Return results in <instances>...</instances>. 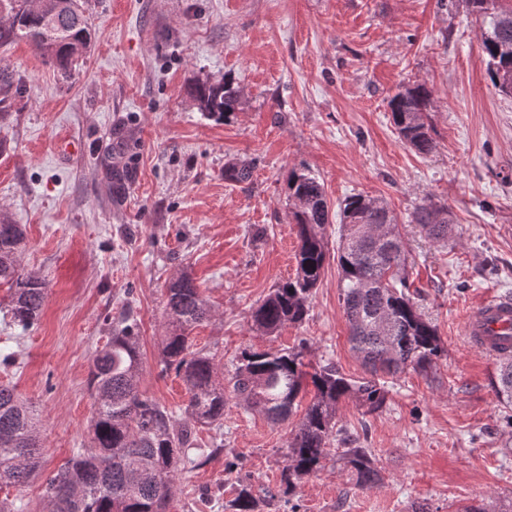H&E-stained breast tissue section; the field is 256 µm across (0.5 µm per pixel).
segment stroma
Segmentation results:
<instances>
[{
  "label": "stroma",
  "instance_id": "1",
  "mask_svg": "<svg viewBox=\"0 0 512 512\" xmlns=\"http://www.w3.org/2000/svg\"><path fill=\"white\" fill-rule=\"evenodd\" d=\"M92 42L70 80L26 42L0 47V66L25 92L0 114V221L23 225L25 271L45 280L39 320H0V384L39 428V466L22 489H0L18 512H49L47 480L90 445L97 352L124 310L140 327L139 390L185 422L182 379L161 364L169 283L190 274L213 310L195 349H215L232 371L243 350L308 344L311 364L366 371L349 343L341 271L329 262L305 321L264 336L251 312L294 277L298 238L288 175L305 168L332 207L378 197L396 216L407 272L445 353L426 374L386 376L385 408L342 400L343 433L367 435L380 480L356 487L331 460L278 495L300 414L271 422L228 397L220 429L198 431L223 450L178 472L170 512H224L250 485L257 512H498L512 501L511 414L495 389L498 360L472 347L467 318L486 298L512 295V97L494 89L481 21L464 0H81ZM233 78L241 109L218 121L188 90ZM427 82L435 148L401 141L387 102ZM80 149L61 156V146ZM249 161L251 182L224 177ZM131 168L123 194L110 168ZM448 210V238L413 224L425 201ZM235 469H228V462Z\"/></svg>",
  "mask_w": 512,
  "mask_h": 512
}]
</instances>
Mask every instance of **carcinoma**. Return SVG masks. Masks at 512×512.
I'll return each mask as SVG.
<instances>
[{
	"instance_id": "cac0c4a2",
	"label": "carcinoma",
	"mask_w": 512,
	"mask_h": 512,
	"mask_svg": "<svg viewBox=\"0 0 512 512\" xmlns=\"http://www.w3.org/2000/svg\"><path fill=\"white\" fill-rule=\"evenodd\" d=\"M45 10L29 8V0H0V46L24 40L64 80L89 48L91 31L84 14L59 8L61 0H44ZM469 11L482 18L481 47L487 75L495 89L512 94V0H466ZM24 86L14 71L0 66V112L10 111ZM190 93L210 117L227 118L239 110L241 95L234 82L196 83ZM433 92L425 83L408 85L388 103L399 137L420 155L434 150L428 112ZM253 164L242 161L225 169V176L246 183ZM294 201L291 223L299 240L295 277L267 295L251 314L252 326L273 335L288 324L302 322L309 311L312 290L330 258L327 226L331 207L323 185L305 169L288 178ZM342 233L336 261L342 272L343 306L354 354L370 369L398 373L408 367L426 373L443 354L437 329L410 292L406 276L408 251L396 232V219L381 198L355 194L340 206ZM447 211L429 202L416 208L413 223L434 241L448 237ZM25 233L20 224H0V286L11 293L8 314L21 327L32 325L43 309L47 284L21 269ZM167 336L162 347L165 366L182 378L189 394V423L175 431L170 414L138 391L140 336L130 311L112 331L90 371L95 390L91 445L77 451L52 478L45 497L50 512H168L175 493L178 467L191 461L197 426L224 421V384L216 374L218 355L193 350L189 333L211 317V308L188 275L167 288ZM303 350L243 351L228 380L232 393L273 422L288 420L306 387H314L289 441L282 482L284 493L295 482L316 474L331 454L336 429V406L352 396L373 414L387 402V391L374 379L353 381L333 363L309 372ZM495 392L499 402L512 406V359L498 368ZM37 426L26 404L7 385H0V485H24L38 466ZM342 458L355 485L371 488L379 480L375 458L368 448H345ZM257 503L243 485L229 512H256Z\"/></svg>"
}]
</instances>
